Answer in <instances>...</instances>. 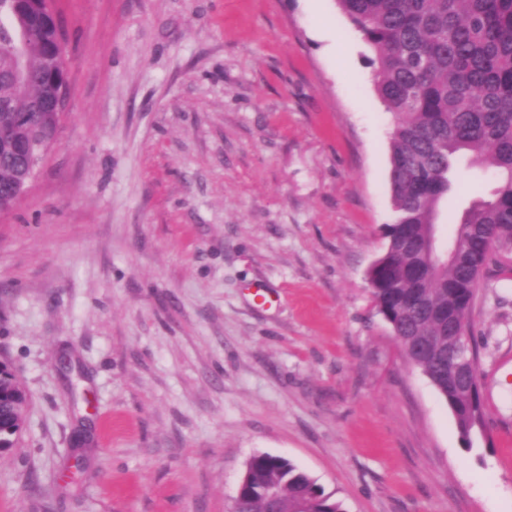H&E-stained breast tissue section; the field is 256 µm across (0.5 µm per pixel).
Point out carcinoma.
Masks as SVG:
<instances>
[{
  "label": "carcinoma",
  "instance_id": "1",
  "mask_svg": "<svg viewBox=\"0 0 512 512\" xmlns=\"http://www.w3.org/2000/svg\"><path fill=\"white\" fill-rule=\"evenodd\" d=\"M372 48L379 99L395 118L390 143L395 218L384 225L387 249L368 279L380 312L393 322L408 364L418 368L450 408L464 439L484 424L480 388L448 379V318L478 348L470 316L479 279L512 250V0H337ZM67 65L50 19L32 0H0V132L57 136L60 118L41 108L54 96L47 58ZM23 58L26 83L6 74ZM468 157L497 175L487 198L473 201L456 225L454 251L431 256L424 235L452 187L454 163ZM28 159L0 146V213ZM15 375L0 380V452L21 430ZM343 512L340 503L291 461L252 457L235 512Z\"/></svg>",
  "mask_w": 512,
  "mask_h": 512
}]
</instances>
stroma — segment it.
Instances as JSON below:
<instances>
[{"label": "stroma", "mask_w": 512, "mask_h": 512, "mask_svg": "<svg viewBox=\"0 0 512 512\" xmlns=\"http://www.w3.org/2000/svg\"><path fill=\"white\" fill-rule=\"evenodd\" d=\"M55 9L68 110L0 216V512H232L256 454L344 512H512V275L477 288L466 444L373 306L395 120L336 0ZM495 186L458 164L439 247ZM15 374H8L0 381V402L4 409V418L0 423L3 442H0V452L7 451L15 444V438L21 430L20 418L16 412V405L23 396L20 395Z\"/></svg>", "instance_id": "35a3bbf8"}]
</instances>
